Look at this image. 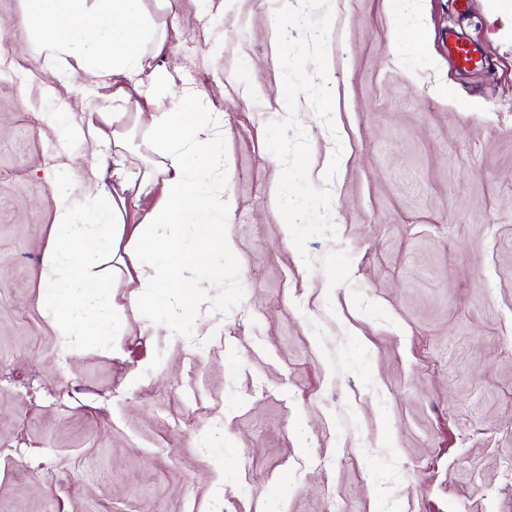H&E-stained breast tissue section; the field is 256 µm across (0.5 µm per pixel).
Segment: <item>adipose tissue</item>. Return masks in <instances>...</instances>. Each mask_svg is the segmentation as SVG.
I'll return each mask as SVG.
<instances>
[{
  "label": "adipose tissue",
  "instance_id": "adipose-tissue-1",
  "mask_svg": "<svg viewBox=\"0 0 512 512\" xmlns=\"http://www.w3.org/2000/svg\"><path fill=\"white\" fill-rule=\"evenodd\" d=\"M21 21L31 44L50 65L74 60L111 87L115 102H128V86L150 83L131 113H92L83 137L98 145L90 183L60 194L55 224L44 250L41 299L63 335L77 334L99 346L110 329L112 280L100 267L126 256L128 280L138 281L148 312L194 305L197 279L186 276L211 253L226 250L223 225L214 223L206 172L222 158L209 136L205 113L192 107L194 93L169 97L160 71L147 60L167 52L164 15L171 0H22ZM149 115L141 143L142 166L126 164V121ZM162 195L150 211H130L154 190ZM188 226L193 248H184L168 228Z\"/></svg>",
  "mask_w": 512,
  "mask_h": 512
}]
</instances>
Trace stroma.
<instances>
[{
  "mask_svg": "<svg viewBox=\"0 0 512 512\" xmlns=\"http://www.w3.org/2000/svg\"><path fill=\"white\" fill-rule=\"evenodd\" d=\"M285 2L173 0L152 62L224 141L223 286L178 326L118 279L115 334L67 352L42 253L109 90L0 0V512H512V0H331L333 122L297 118L336 233L302 252L266 145Z\"/></svg>",
  "mask_w": 512,
  "mask_h": 512,
  "instance_id": "obj_1",
  "label": "stroma"
}]
</instances>
